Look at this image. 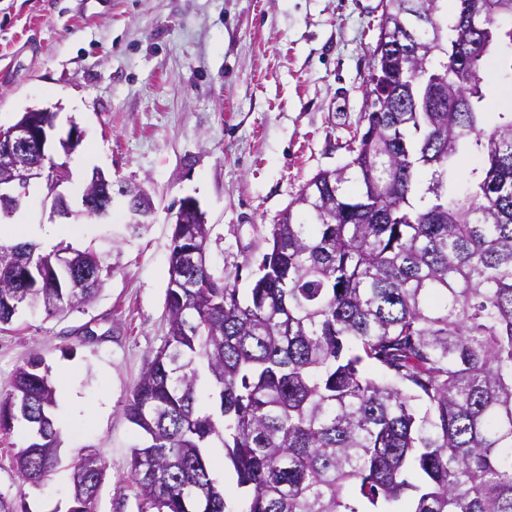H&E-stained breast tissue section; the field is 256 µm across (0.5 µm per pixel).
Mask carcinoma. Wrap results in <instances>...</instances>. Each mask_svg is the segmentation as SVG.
Wrapping results in <instances>:
<instances>
[{
	"label": "carcinoma",
	"mask_w": 512,
	"mask_h": 512,
	"mask_svg": "<svg viewBox=\"0 0 512 512\" xmlns=\"http://www.w3.org/2000/svg\"><path fill=\"white\" fill-rule=\"evenodd\" d=\"M426 19L422 51L394 56L383 38ZM484 37L454 60L473 28ZM512 45V0H386L373 57L390 92L270 225L268 251L241 297L210 263L206 224H176L167 332L125 406L144 436L131 473L141 512H512V112L484 129L483 64ZM481 161L465 190L461 155ZM76 264L0 244V323L23 308L48 316L89 303L112 275L96 251ZM218 396L199 406V367ZM40 356L0 396V433L27 424L23 484L54 468L60 430ZM219 441L238 510L213 478ZM104 476L95 454L73 465L67 512H93ZM0 512H28L0 492Z\"/></svg>",
	"instance_id": "cac0c4a2"
}]
</instances>
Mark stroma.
<instances>
[{
    "label": "stroma",
    "mask_w": 512,
    "mask_h": 512,
    "mask_svg": "<svg viewBox=\"0 0 512 512\" xmlns=\"http://www.w3.org/2000/svg\"><path fill=\"white\" fill-rule=\"evenodd\" d=\"M382 0H0V124L30 109L56 112L53 138L84 133L61 185L74 212L54 214L32 183L20 214L56 241L108 256L115 271L95 299L49 317L21 311L0 326V394L31 356L55 390L60 463L20 485L15 457L30 431L0 438V490L23 491L29 512H66L70 464L98 450L106 473L94 512H139L130 472L142 441L125 405L167 331L169 246L183 199L211 228L215 275L247 290L264 236L319 171L343 165L359 125ZM144 186L154 210L131 230L122 200L103 219L80 215L93 170Z\"/></svg>",
    "instance_id": "35a3bbf8"
}]
</instances>
